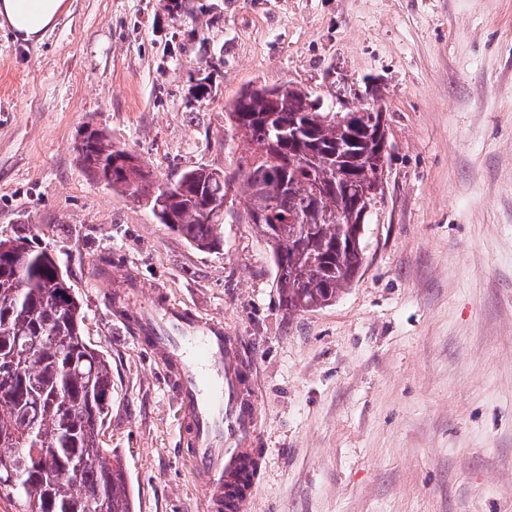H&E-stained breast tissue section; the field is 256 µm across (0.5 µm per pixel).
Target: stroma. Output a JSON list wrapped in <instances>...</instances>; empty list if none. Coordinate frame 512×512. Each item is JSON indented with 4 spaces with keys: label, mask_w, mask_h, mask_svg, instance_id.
<instances>
[{
    "label": "stroma",
    "mask_w": 512,
    "mask_h": 512,
    "mask_svg": "<svg viewBox=\"0 0 512 512\" xmlns=\"http://www.w3.org/2000/svg\"><path fill=\"white\" fill-rule=\"evenodd\" d=\"M65 2L41 43L0 29V232L54 249L83 303L112 368L100 440L135 512L204 510L166 368L114 292L239 340L261 452L250 512H512V0ZM284 84L382 108L390 143L358 276L293 314L242 184L203 252L92 181L75 148L92 126L157 182L231 173L226 107Z\"/></svg>",
    "instance_id": "35a3bbf8"
}]
</instances>
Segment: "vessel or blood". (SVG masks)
<instances>
[{"instance_id":"obj_1","label":"vessel or blood","mask_w":512,"mask_h":512,"mask_svg":"<svg viewBox=\"0 0 512 512\" xmlns=\"http://www.w3.org/2000/svg\"><path fill=\"white\" fill-rule=\"evenodd\" d=\"M174 375L175 393L187 417L195 467L205 478L208 512H246L238 488L244 482V443L253 434L248 374L236 342L221 321L175 304L144 300L132 327Z\"/></svg>"}]
</instances>
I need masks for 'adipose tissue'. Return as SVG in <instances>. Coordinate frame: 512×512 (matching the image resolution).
I'll list each match as a JSON object with an SVG mask.
<instances>
[{"label":"adipose tissue","mask_w":512,"mask_h":512,"mask_svg":"<svg viewBox=\"0 0 512 512\" xmlns=\"http://www.w3.org/2000/svg\"><path fill=\"white\" fill-rule=\"evenodd\" d=\"M64 9V0H0V24L15 39L39 42Z\"/></svg>","instance_id":"1"}]
</instances>
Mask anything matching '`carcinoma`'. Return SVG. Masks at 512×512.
Wrapping results in <instances>:
<instances>
[{"label": "carcinoma", "instance_id": "carcinoma-1", "mask_svg": "<svg viewBox=\"0 0 512 512\" xmlns=\"http://www.w3.org/2000/svg\"><path fill=\"white\" fill-rule=\"evenodd\" d=\"M315 103L288 85L245 90L225 110L242 143L237 171L190 169L169 191L101 130L78 159L92 180L145 201L159 223L202 251L220 245L224 199L243 182L247 216L271 243L283 303L312 311L335 302L362 267L366 225L355 198L374 188L384 165L373 136L336 122L334 112L313 111ZM352 135L358 156L338 187L328 170ZM83 319L81 301L61 288L60 267L44 248L20 231L0 237V354L10 357L0 361V465L26 474L25 483L0 492L14 512H134L121 456L98 440L111 367L83 336ZM92 457L99 462L80 472L88 494L58 479Z\"/></svg>", "mask_w": 512, "mask_h": 512}]
</instances>
